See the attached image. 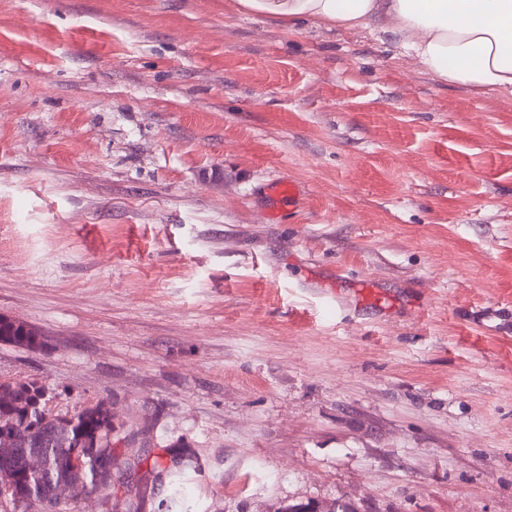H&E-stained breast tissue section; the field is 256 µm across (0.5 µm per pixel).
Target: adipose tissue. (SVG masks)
<instances>
[{
  "instance_id": "ef3b65f1",
  "label": "adipose tissue",
  "mask_w": 512,
  "mask_h": 512,
  "mask_svg": "<svg viewBox=\"0 0 512 512\" xmlns=\"http://www.w3.org/2000/svg\"><path fill=\"white\" fill-rule=\"evenodd\" d=\"M292 27H375L398 36L436 79L512 95V0H238Z\"/></svg>"
}]
</instances>
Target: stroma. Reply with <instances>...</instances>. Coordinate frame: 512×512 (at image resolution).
Here are the masks:
<instances>
[{
  "instance_id": "1",
  "label": "stroma",
  "mask_w": 512,
  "mask_h": 512,
  "mask_svg": "<svg viewBox=\"0 0 512 512\" xmlns=\"http://www.w3.org/2000/svg\"><path fill=\"white\" fill-rule=\"evenodd\" d=\"M0 315L138 512H512V97L237 0H0ZM266 192L275 202V208L285 206L291 208L299 205V189L294 183L288 180H279L270 183L266 188ZM40 336V337H39ZM41 332L23 321L0 316V342L27 349H41L46 339Z\"/></svg>"
}]
</instances>
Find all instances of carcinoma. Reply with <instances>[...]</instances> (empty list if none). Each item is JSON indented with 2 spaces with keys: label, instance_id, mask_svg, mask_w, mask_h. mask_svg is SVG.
<instances>
[{
  "label": "carcinoma",
  "instance_id": "cac0c4a2",
  "mask_svg": "<svg viewBox=\"0 0 512 512\" xmlns=\"http://www.w3.org/2000/svg\"><path fill=\"white\" fill-rule=\"evenodd\" d=\"M0 342L21 348L46 345L41 332L23 321L0 316ZM14 430L16 454L0 462V470L14 474V486L27 500L21 512H39L42 503L56 498L67 484L71 467L82 466L89 474V490L111 504V512H137L130 500L112 503V472L103 462L112 459L115 427L107 405L96 402L72 416L46 412L45 390L36 381L0 380V427ZM39 457L44 468L39 474L26 472L25 460Z\"/></svg>",
  "mask_w": 512,
  "mask_h": 512
}]
</instances>
